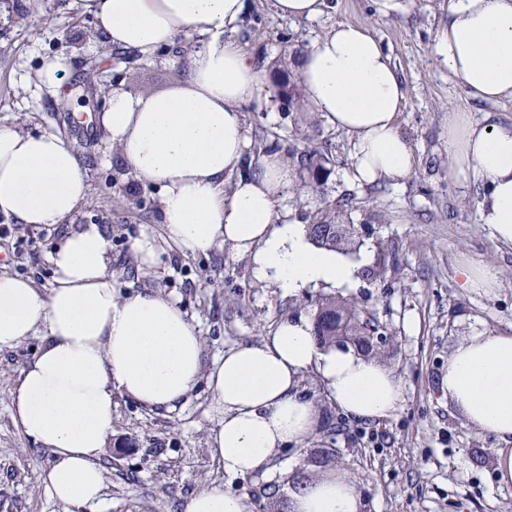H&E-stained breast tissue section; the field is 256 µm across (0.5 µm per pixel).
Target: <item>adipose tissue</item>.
Masks as SVG:
<instances>
[{"label": "adipose tissue", "mask_w": 512, "mask_h": 512, "mask_svg": "<svg viewBox=\"0 0 512 512\" xmlns=\"http://www.w3.org/2000/svg\"><path fill=\"white\" fill-rule=\"evenodd\" d=\"M84 3L110 47L149 57L186 32L200 37L180 85L138 96L113 90L100 117L119 162L157 187L166 239L186 255L228 248L248 258L257 280L288 295L352 285L357 266L317 247L305 225L277 209L294 185L293 163L278 151L250 149L242 107L265 96L267 80L230 37L247 0ZM436 52L474 100L512 101V0H449ZM293 73L305 109L350 137L357 182L395 187L409 175L416 156L398 124L407 87L368 28L331 26L305 47ZM447 128L450 177L479 191L482 223L500 244L512 245V123L452 109ZM86 193L72 144L53 133L0 127V213L19 224L64 228L48 255L49 290L0 274V353L42 339L11 390L12 418L51 451L43 483L63 512H85L102 497L101 459L117 392L149 410L170 411L206 380L217 414L211 456L232 477L254 473L312 434L316 412L300 386L307 370H316L351 419H388L400 408L402 387L390 369L350 346L319 347L304 318L285 320L260 342L235 345L205 364L199 330L175 300L116 295L107 234L71 223ZM442 387L469 426L501 441L495 477L512 486V334L456 346ZM363 507L350 480L333 471L304 482L288 500L289 512ZM181 509L246 512V503L213 485L188 496Z\"/></svg>", "instance_id": "1"}]
</instances>
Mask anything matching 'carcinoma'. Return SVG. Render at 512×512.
I'll use <instances>...</instances> for the list:
<instances>
[{"label":"carcinoma","mask_w":512,"mask_h":512,"mask_svg":"<svg viewBox=\"0 0 512 512\" xmlns=\"http://www.w3.org/2000/svg\"><path fill=\"white\" fill-rule=\"evenodd\" d=\"M327 162V156L317 150L306 147L300 151L298 164L308 174V185L318 182L319 173L325 169ZM344 216L345 210L341 206H328L320 211L319 217L307 225L308 234L318 246L340 251L343 249L342 240L334 234L327 233V230L343 223ZM376 324L377 321L372 315L334 296H325L318 300L313 322L314 334L321 346H339L342 340L346 339L371 357L378 356L379 351L366 344L365 334ZM336 465L338 461L334 448L324 449L309 461V466L314 472Z\"/></svg>","instance_id":"1"}]
</instances>
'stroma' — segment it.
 <instances>
[{
  "instance_id": "1",
  "label": "stroma",
  "mask_w": 512,
  "mask_h": 512,
  "mask_svg": "<svg viewBox=\"0 0 512 512\" xmlns=\"http://www.w3.org/2000/svg\"><path fill=\"white\" fill-rule=\"evenodd\" d=\"M318 20L278 15L273 0H249L233 38L269 76L268 101L244 108L251 149L272 148L296 157L310 146L330 162L317 189L292 190L278 209L311 224L322 207L348 199L346 221L357 247L349 258L360 268L339 297L371 312L392 338L385 364L401 383L403 401L384 421L346 419L316 371L304 373L303 390L317 410L311 437L255 473L227 477L209 452L216 424L205 385L172 412H152L114 395L112 437L102 462L103 501L95 512H178L183 499L216 484L244 497L247 512H270L265 495L275 486L288 499L295 477L314 448H335L339 471L363 496L364 512H512V487L494 475L497 441L466 425L441 391L448 356L461 342L490 332L512 333V247L500 245L482 224L479 196L448 176L446 116L455 106L476 118L512 122V103L474 102L448 78L435 52L448 0H416L404 17L375 14L372 0H326ZM338 23L367 27L398 65L407 86L399 125L413 143L417 163L400 187L363 185L351 175L350 138L317 114L284 104L276 90L287 82V60L311 38ZM195 33L146 59L105 46L94 17L80 0H0V127L51 132L75 143L88 191L74 218L99 225L112 240V284L118 296L154 290L176 300L192 317L207 358L239 343H256L293 318L313 319L325 287L282 294L256 281L248 259L217 249L183 255L163 234L156 190L137 180L103 139L97 117L113 89L137 96L162 93L187 74ZM69 65L64 88H41L44 58ZM0 273L52 282L48 253L55 228L18 224L0 214ZM150 237L157 245L151 267L140 266L132 245ZM487 263L497 273L489 294L462 286V262ZM41 343L33 336L0 353V512H63L42 485L52 456L15 425L10 391Z\"/></svg>"
}]
</instances>
